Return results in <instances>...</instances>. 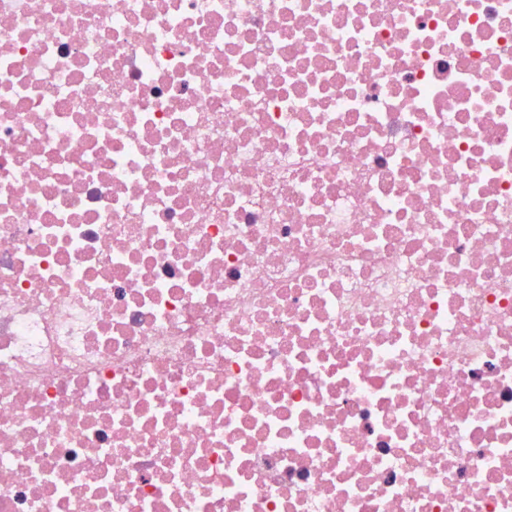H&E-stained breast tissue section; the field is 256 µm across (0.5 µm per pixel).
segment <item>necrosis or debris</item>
<instances>
[{
	"mask_svg": "<svg viewBox=\"0 0 512 512\" xmlns=\"http://www.w3.org/2000/svg\"><path fill=\"white\" fill-rule=\"evenodd\" d=\"M0 512H512V0H0Z\"/></svg>",
	"mask_w": 512,
	"mask_h": 512,
	"instance_id": "necrosis-or-debris-1",
	"label": "necrosis or debris"
}]
</instances>
